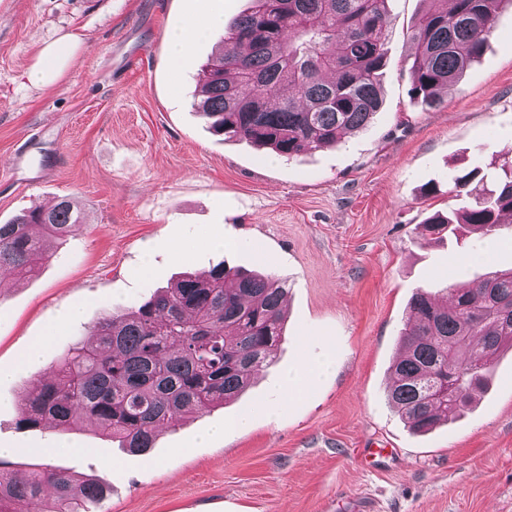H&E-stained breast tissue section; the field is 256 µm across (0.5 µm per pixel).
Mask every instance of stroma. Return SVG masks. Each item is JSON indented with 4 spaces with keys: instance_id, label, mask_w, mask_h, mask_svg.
Returning <instances> with one entry per match:
<instances>
[{
    "instance_id": "obj_1",
    "label": "stroma",
    "mask_w": 512,
    "mask_h": 512,
    "mask_svg": "<svg viewBox=\"0 0 512 512\" xmlns=\"http://www.w3.org/2000/svg\"><path fill=\"white\" fill-rule=\"evenodd\" d=\"M250 0H0V224L77 200L79 228L52 241L31 277L0 284V445L10 470L49 465L104 482L101 512H512V351L466 410L427 433L388 400L391 366L417 289L476 285L512 268V224L478 258L475 233L423 225L458 208L461 168L512 156V5L463 79L424 109L411 98V32L431 0H388L380 110L336 146L285 161L213 135L192 102L222 31L175 62L168 36ZM64 34L82 47L59 86L27 76ZM42 162L35 181L16 156ZM223 239V249L211 247ZM286 283L284 339L237 399L180 419L143 455L93 428L18 424L26 388L46 377L103 314L131 309L181 273L217 264ZM48 337L39 364L21 362ZM326 370L296 399L279 385ZM249 415L248 425L234 422ZM389 454L366 463L371 444Z\"/></svg>"
}]
</instances>
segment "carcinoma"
I'll use <instances>...</instances> for the list:
<instances>
[{
    "label": "carcinoma",
    "mask_w": 512,
    "mask_h": 512,
    "mask_svg": "<svg viewBox=\"0 0 512 512\" xmlns=\"http://www.w3.org/2000/svg\"><path fill=\"white\" fill-rule=\"evenodd\" d=\"M412 33L411 94L422 106L479 59L502 0H441ZM387 0H252L227 28L193 106L210 128L292 160L365 128L379 111L387 54ZM477 169L452 177L450 192L470 203L425 224L493 236L512 221V160L493 188ZM69 197L0 224V272L33 275L49 260L46 243L78 227ZM286 288L271 274L219 265L175 284L136 309L108 312L94 342H77L28 392L18 423L62 432L93 425L132 453L154 447L162 428L186 413L210 411L240 395L283 336ZM393 364L389 401L411 428L426 432L470 403L494 362L512 349V268L476 288L450 285L440 304L430 288L410 302ZM108 487L43 467L18 477L0 466V512H93Z\"/></svg>",
    "instance_id": "cac0c4a2"
}]
</instances>
